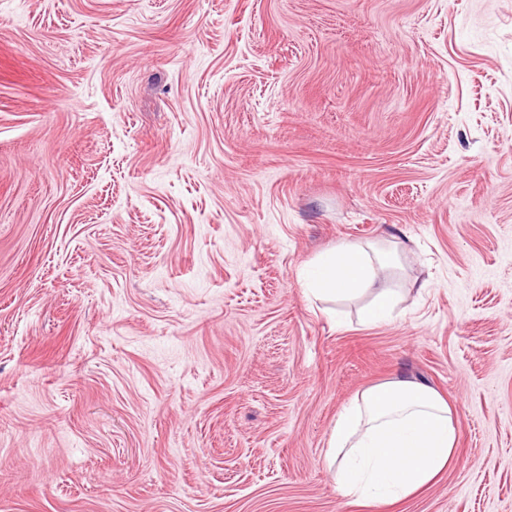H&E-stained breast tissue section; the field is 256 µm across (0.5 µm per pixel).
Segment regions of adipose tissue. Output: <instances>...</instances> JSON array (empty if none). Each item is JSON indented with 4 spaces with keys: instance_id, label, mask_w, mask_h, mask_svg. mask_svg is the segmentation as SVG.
Instances as JSON below:
<instances>
[{
    "instance_id": "1",
    "label": "adipose tissue",
    "mask_w": 512,
    "mask_h": 512,
    "mask_svg": "<svg viewBox=\"0 0 512 512\" xmlns=\"http://www.w3.org/2000/svg\"><path fill=\"white\" fill-rule=\"evenodd\" d=\"M397 262L394 250L373 255L364 246L340 244L314 261L307 290L328 300L372 293L359 320L382 323L391 317L395 294L379 287L380 272ZM455 443L447 402L426 384L398 378L367 389L339 413L325 458L343 496L397 500L433 482L452 461Z\"/></svg>"
}]
</instances>
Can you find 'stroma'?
Masks as SVG:
<instances>
[{
	"instance_id": "stroma-1",
	"label": "stroma",
	"mask_w": 512,
	"mask_h": 512,
	"mask_svg": "<svg viewBox=\"0 0 512 512\" xmlns=\"http://www.w3.org/2000/svg\"><path fill=\"white\" fill-rule=\"evenodd\" d=\"M384 240L390 320L308 294ZM396 378L457 460L362 504ZM0 512H512V0H0ZM448 403L431 387L398 378L375 385L336 418L325 454L343 496L397 500L450 464L456 432Z\"/></svg>"
}]
</instances>
